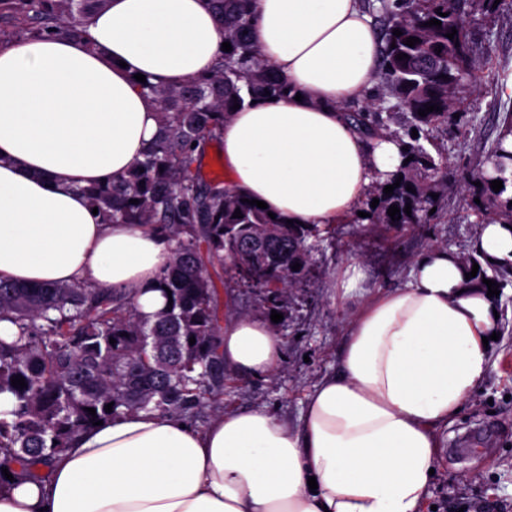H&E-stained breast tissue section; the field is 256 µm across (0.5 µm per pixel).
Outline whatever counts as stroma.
Listing matches in <instances>:
<instances>
[{
	"mask_svg": "<svg viewBox=\"0 0 512 512\" xmlns=\"http://www.w3.org/2000/svg\"><path fill=\"white\" fill-rule=\"evenodd\" d=\"M473 53L485 72L512 66V6L493 13L475 12L470 19ZM512 108V82L483 81L473 88L464 80L458 111L474 117L475 125H461L435 133L430 153L447 164L446 216L437 223L385 229L339 223L325 242L326 262L309 287L292 291L283 303V319L276 325L284 342V358L268 376L226 369L224 411L264 407L298 422L307 395L337 366L338 352L352 316L348 299L337 293L338 269L362 264L371 291L405 287L418 257L431 246L458 255L472 253L480 225L462 191L464 177L483 160L497 136L499 113ZM509 284L496 303L499 339L481 383L468 396L461 412L442 432L441 458L430 493L420 512H512V271ZM212 278L220 292L221 310L232 315L270 319L259 297L236 287L227 267Z\"/></svg>",
	"mask_w": 512,
	"mask_h": 512,
	"instance_id": "stroma-1",
	"label": "stroma"
}]
</instances>
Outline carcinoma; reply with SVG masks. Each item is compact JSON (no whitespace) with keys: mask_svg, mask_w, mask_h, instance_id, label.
I'll return each instance as SVG.
<instances>
[{"mask_svg":"<svg viewBox=\"0 0 512 512\" xmlns=\"http://www.w3.org/2000/svg\"><path fill=\"white\" fill-rule=\"evenodd\" d=\"M100 0H0V10L26 14L25 33L49 35L64 27L80 35ZM368 5L390 18L382 42L379 78L385 93L346 109V116L367 136L389 134L407 148L413 160L385 181L374 182L351 222L383 225L429 224L442 216L445 174L442 162L424 147L433 129L454 121L463 76L477 77L479 62L470 53L466 19L474 0H378ZM232 50L222 52L216 68L179 87L141 84L157 104L161 117L156 144L143 154L125 180L91 192L94 205L110 224L153 226L176 242L164 291L172 305L150 320L140 316L132 298L117 289L53 284L44 287L0 279V320L17 327L14 339L0 338V392L14 396V407L0 418V463L16 466L14 477L35 475L69 447L73 438L93 422L124 412L145 411L196 417L217 404L224 390V361L220 353L219 291L208 268L229 260L231 277L239 287L258 294L269 310H277L284 294L310 281L313 256L322 249L330 226L290 225L280 216L243 201L230 188H201L195 174L197 152L224 123V117L252 101L286 100L288 82L270 73L265 60L249 43L254 22L252 0H209ZM437 19L441 26H424ZM398 29L402 35L396 36ZM457 30L454 38L445 34ZM416 37L414 47L406 39ZM405 53L408 58L399 60ZM409 114L403 132L390 130L393 116L382 115L383 103ZM440 110L422 117L425 105ZM418 131L412 137V130ZM512 137V113L505 112L496 140L486 151L497 176L480 167L471 174V207L481 223L512 224V197L505 196L504 177L512 152L503 144ZM401 180L393 193L387 185ZM503 188L494 192L493 180ZM481 186H476V183ZM412 187L407 191L406 187ZM438 198H432V195ZM379 199L371 207L373 199ZM139 203L131 204L129 200ZM411 205V213L405 206ZM400 209L392 220L390 206ZM241 217L235 218V210ZM467 268L479 264L471 283L482 279L506 287L501 269L484 266L470 254L461 257ZM300 269L292 270L294 264ZM195 338V344L189 339ZM116 343H109L110 339ZM27 387L11 385L15 377ZM112 411H105L107 404ZM96 410L91 415L87 409Z\"/></svg>","mask_w":512,"mask_h":512,"instance_id":"obj_1","label":"carcinoma"}]
</instances>
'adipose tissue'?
Instances as JSON below:
<instances>
[{
  "instance_id": "adipose-tissue-1",
  "label": "adipose tissue",
  "mask_w": 512,
  "mask_h": 512,
  "mask_svg": "<svg viewBox=\"0 0 512 512\" xmlns=\"http://www.w3.org/2000/svg\"><path fill=\"white\" fill-rule=\"evenodd\" d=\"M252 11V44L298 96L225 118L231 187L294 223H336L403 163L395 140H365L341 114L375 84L377 35L360 0H253ZM223 41L206 0H110L82 36L61 30L0 49V278L124 288L148 319L166 306L171 244L145 226L102 223L85 190L126 175L157 137L158 108L137 75L187 83ZM475 247L512 267V225H483ZM410 277L373 293L361 264L337 272L356 311L337 370L298 425L263 407L201 429L130 412L81 431L46 477L14 481L0 512H417L439 432L483 378V340L498 321L447 250H426ZM283 347L263 319L224 323L232 369L272 373Z\"/></svg>"
}]
</instances>
